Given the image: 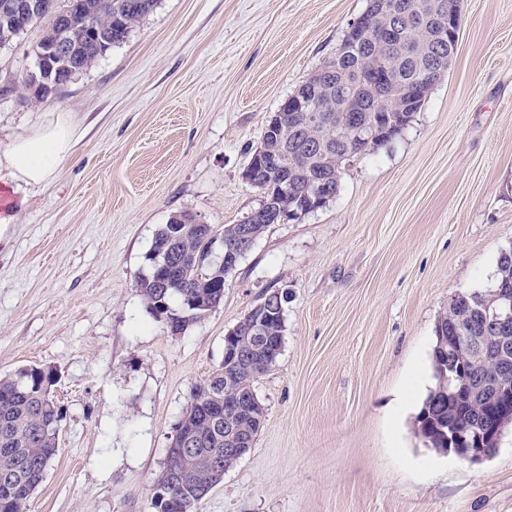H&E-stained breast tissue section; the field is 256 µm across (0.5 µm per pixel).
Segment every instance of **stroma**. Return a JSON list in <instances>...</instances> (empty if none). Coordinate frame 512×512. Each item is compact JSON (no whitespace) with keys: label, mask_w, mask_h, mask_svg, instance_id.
Returning <instances> with one entry per match:
<instances>
[{"label":"stroma","mask_w":512,"mask_h":512,"mask_svg":"<svg viewBox=\"0 0 512 512\" xmlns=\"http://www.w3.org/2000/svg\"><path fill=\"white\" fill-rule=\"evenodd\" d=\"M367 6L158 0L37 105L21 78L41 26L0 50V149L59 117L76 137L47 184L0 195V376L52 371L62 411L28 512H153L193 388L276 289L286 331L254 383L264 425L195 512H512V426L479 463L413 430L437 320L492 287L512 248V0H462L451 65L409 125L355 158L326 207L270 225L217 307L174 335L135 288L170 216L220 228L258 207L243 172L269 117Z\"/></svg>","instance_id":"stroma-1"}]
</instances>
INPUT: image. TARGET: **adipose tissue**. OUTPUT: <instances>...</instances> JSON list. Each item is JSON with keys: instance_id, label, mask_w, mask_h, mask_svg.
Here are the masks:
<instances>
[{"instance_id": "ef3b65f1", "label": "adipose tissue", "mask_w": 512, "mask_h": 512, "mask_svg": "<svg viewBox=\"0 0 512 512\" xmlns=\"http://www.w3.org/2000/svg\"><path fill=\"white\" fill-rule=\"evenodd\" d=\"M73 137L70 123L61 120L16 137L0 152V183L37 186L47 182L70 154Z\"/></svg>"}]
</instances>
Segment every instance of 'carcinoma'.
<instances>
[{"instance_id": "cac0c4a2", "label": "carcinoma", "mask_w": 512, "mask_h": 512, "mask_svg": "<svg viewBox=\"0 0 512 512\" xmlns=\"http://www.w3.org/2000/svg\"><path fill=\"white\" fill-rule=\"evenodd\" d=\"M91 14L94 28H81L75 33L76 45L64 56L50 58L51 76L28 89V99L42 103L57 86L70 81L74 71L86 72L112 49L120 44L156 6L157 0H78ZM45 24L42 37L36 45L39 52L49 51L58 36L56 24L51 17L36 13L31 25ZM29 30L21 26L14 17L0 13V48L10 45ZM396 55L390 61L395 74V87L387 88V98L382 111L368 113L369 122L379 136L373 138L366 132L361 136L345 129L343 142H336V124L310 128L305 125L299 112L287 113L284 124L276 130L264 133L256 152L281 150L282 171L259 174L258 189L266 195L273 206L284 210L296 207L295 194L307 190L315 177L333 178V192L340 188L343 170L358 155L388 143L385 121L381 117L389 110L404 107L410 98L405 89L419 76L413 56L421 53L437 59L448 55V43L433 39L430 25H401L395 33ZM324 90L336 88V79L341 73H356L366 81L381 77L380 47L365 42L351 53L328 61ZM240 225L226 224L217 231L210 224L196 226L178 224L175 218L162 225L156 232L151 249L145 256L148 271L136 281V288L147 310L161 319L169 315L181 316L182 328L208 312V305L215 303L224 289L226 280L224 263L212 259L216 242H221L223 251L236 252ZM170 262L181 263L185 270L162 286L156 282V266ZM512 289V250L502 252L498 261V277L493 288L480 293L458 294L448 304V311L439 318V323L448 328H459L474 336L494 334L512 346V329L497 333L483 332V314L501 309L500 289ZM268 324L271 336L278 346L283 345L285 331V302L271 291ZM253 325H239L238 344L246 351L248 359L239 363L223 362L215 371L220 390L230 396L254 390L255 380L272 366L276 359L269 356V347L252 346L250 336ZM456 366L469 377L482 375L490 378L497 372V364L491 356L475 358L462 353ZM208 381L194 387L191 402L184 417L193 422V431L198 438L200 451L192 460H174L169 471L162 472L157 480L162 492L183 497H196L197 489H208L219 480L210 464L217 455L224 459V449L232 444L224 439V425L216 426L203 416L213 402L207 399ZM54 377L50 372L37 367H22L15 373L0 378V500H11V512H27V503L43 481L44 474L59 451V422L61 412L54 400L52 387ZM455 410L459 421L469 424L490 419L492 409L478 397L446 395L433 400L428 393L419 416L414 423L415 434L422 438L428 435L448 440V408ZM235 423L252 436H257L264 418L255 414H235Z\"/></svg>"}]
</instances>
